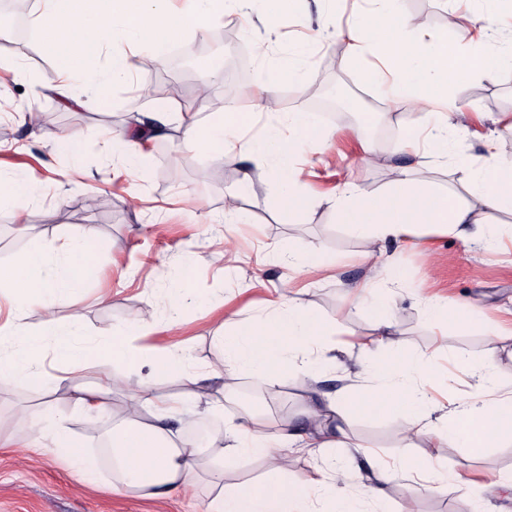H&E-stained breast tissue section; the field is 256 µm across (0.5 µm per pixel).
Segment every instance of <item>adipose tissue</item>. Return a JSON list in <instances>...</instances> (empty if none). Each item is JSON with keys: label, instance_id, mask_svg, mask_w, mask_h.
Instances as JSON below:
<instances>
[{"label": "adipose tissue", "instance_id": "adipose-tissue-1", "mask_svg": "<svg viewBox=\"0 0 512 512\" xmlns=\"http://www.w3.org/2000/svg\"><path fill=\"white\" fill-rule=\"evenodd\" d=\"M454 24L465 39L458 55L434 47L425 37L424 23L394 10L378 17L365 16L345 32L354 55L368 52L388 64V72H369L370 81L386 86L392 96L406 99L430 115V122L419 132L398 144L400 152L414 155L422 165L447 164L448 151L459 132L455 101L448 94L449 70L461 59L485 74L496 72L504 63L502 54L488 48L487 28L480 15L470 10L457 13ZM174 110V100L156 98L148 117L161 125L178 119L185 144L220 160L241 154L236 132L243 118L235 106H226L206 127L192 116L175 115ZM320 134L302 113L295 112L288 119L287 130L270 128L255 149L294 192L302 186L303 171L293 159L301 145ZM504 148L502 142H490L488 149L496 165L468 172L469 200L461 202L449 192L412 185L408 171L403 170L388 191L377 195L345 187L335 199L336 210L353 233L370 241L410 239L430 229L467 235L469 225L482 223L483 210L512 212V161L504 160ZM88 253V238L81 234L59 247L37 243L14 269L0 274V297L14 311L13 320L0 325V335L21 344L20 350L9 356V368L15 378L36 387L65 388L71 402L87 410L104 409V393L128 392L125 415L112 429V445L117 450L113 468L119 487L146 497L177 491L196 470L197 450L169 439L161 419L165 412L179 408L181 400L159 397L152 379L163 372L184 373L185 356L170 349L134 350L133 339L144 333L135 323L114 330L106 343L88 346L77 341L80 325L75 318L65 327L46 318L35 336L24 331L22 321L31 298L53 306L62 297L78 295L85 280L95 275ZM364 294L361 286L351 291L355 305L369 304L375 333L354 338L353 344L363 354L388 350L398 341L396 328L384 306L365 302ZM324 341L322 315L296 296L283 302L275 315L235 322L232 333L219 339L228 379L249 373L271 386L277 384L284 368L309 364ZM47 348L70 364H86L91 357H99V386L93 388L69 376L47 379L42 369ZM130 361L135 364L134 373L119 372V365ZM367 373L372 377L370 383L345 386L335 397L316 400L304 396L302 422L297 426L285 417L270 420L251 409L239 411L224 430L222 452L239 457L273 454L282 464L294 455L318 452L324 456L323 464L303 486L278 478L255 487L220 485L208 512H312V496L318 491L338 495L333 512H354L349 499L342 496L347 473L330 451L350 447L351 416L356 411L373 418L385 414L400 417L402 440L408 448L427 444L478 450L499 443L512 445V389H500L492 369L476 371L473 396L449 411L435 406L426 391L435 373L434 361L406 354L397 364L378 363Z\"/></svg>", "mask_w": 512, "mask_h": 512}]
</instances>
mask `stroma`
Listing matches in <instances>:
<instances>
[{"mask_svg":"<svg viewBox=\"0 0 512 512\" xmlns=\"http://www.w3.org/2000/svg\"><path fill=\"white\" fill-rule=\"evenodd\" d=\"M402 14L426 22L435 43L455 45L456 30L449 24L446 0H400ZM332 0H295L289 14L270 20L268 0H247L226 14L222 26L206 33L190 32L181 46L200 44L197 57L155 63L149 51L138 57L133 83L114 86L98 104L82 108L75 101L87 97L85 81L63 89L52 83L56 60L41 48L35 12L26 15L27 33L17 37L15 21L0 13V99L10 102L0 112V175L28 177L38 188L29 201L0 207V267H11L38 241L62 244L77 230L89 233L96 275L86 283L78 305L61 300L52 311L32 302L25 319L37 332L47 315L62 323L80 316L84 338L92 343L107 339L112 329L136 322L152 326L139 339L143 348L178 347L193 371H223L224 352L216 344L233 312L242 317L268 316L289 291L302 289V298L326 320L329 341L340 343L368 336L372 325L368 309L354 307L349 287L371 283L363 255L370 242L354 236L342 224L332 200L344 182L360 192L377 193L397 176L407 160L396 141L380 145L378 131L396 129L398 135L417 127L420 112L409 101L391 97L365 73L372 56L353 58L350 45L338 32L340 20ZM269 42L267 61L258 56L242 60L225 54V47ZM310 44L306 80L273 83L275 107L258 112L252 94L261 71H274L289 47ZM245 68L235 106L251 114L242 130V143L262 138L269 127L286 128L291 112H303L328 137L303 146L296 161L306 171L304 210H289L286 191L273 174L253 161L244 166L220 167L213 156L186 147L175 127L147 130L141 139L148 155L142 171L135 172L112 156L110 132L135 127L150 106L140 88L174 97L182 111L207 125L223 112L224 86ZM329 84L346 88L355 107L353 121L322 118L307 98ZM448 86L455 98L465 99L467 130L451 150L447 166H417L414 182L462 192L464 166H481L489 157L485 141L493 135L512 141V65L491 75L468 72L458 64ZM79 136L81 150L72 155L60 138ZM249 174L250 191L240 196L238 209L226 215L225 206L236 193L242 174ZM237 194V193H236ZM100 199L99 208L90 200ZM321 245L324 265L315 276L296 274L281 256L298 242ZM398 282L371 283L373 297L384 301L399 331V342L389 361L401 355L431 354L438 348L461 353L468 361L459 368L440 357L437 382L456 396L471 390L472 369L495 362L502 376L512 375V340L501 329L512 327V249L483 251L473 238L430 232L408 242L380 243ZM437 294L454 303L445 319L430 321L420 298ZM179 310L176 328H169L171 310ZM474 313L478 327L459 330V315ZM357 352L320 354L314 384L317 395L335 394L356 383ZM153 384L159 394L187 392L197 399L214 400L207 412L187 405L166 419L180 436L198 424L214 425L222 436L226 423L250 404L273 417L292 414L305 385L296 368L285 372L276 389L257 377L233 381L232 394L217 397L211 381L190 383L187 377L161 375ZM127 397L111 394L101 412L74 409L65 390L43 394L22 382L0 363V512H205L215 495L209 462H202L179 491L161 498L116 495L115 479L103 457L102 440L115 417L121 416ZM63 418L81 452L95 461L89 476L72 467L65 449L56 447L43 429L45 417ZM401 419L386 415H354L353 447L338 454L350 473L344 492L361 512H465L466 497L491 503L500 512H512V446L496 445L472 452L468 448L400 449ZM369 445L373 454L362 453ZM414 459L430 477L420 488L401 467L400 456ZM383 469L392 471L385 496H366L364 487ZM469 473L471 485H460L455 473Z\"/></svg>","mask_w":512,"mask_h":512,"instance_id":"stroma-1","label":"stroma"}]
</instances>
